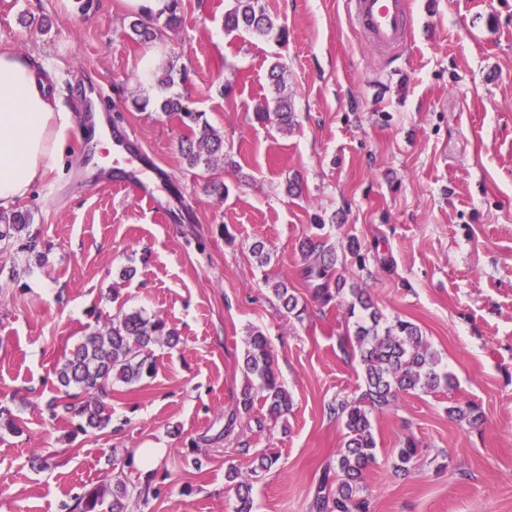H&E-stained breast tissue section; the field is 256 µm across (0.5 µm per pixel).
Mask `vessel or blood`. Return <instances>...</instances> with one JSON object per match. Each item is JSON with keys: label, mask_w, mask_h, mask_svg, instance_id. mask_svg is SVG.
Here are the masks:
<instances>
[{"label": "vessel or blood", "mask_w": 512, "mask_h": 512, "mask_svg": "<svg viewBox=\"0 0 512 512\" xmlns=\"http://www.w3.org/2000/svg\"><path fill=\"white\" fill-rule=\"evenodd\" d=\"M346 9L373 50L395 53L407 44L411 32L408 0H346Z\"/></svg>", "instance_id": "b4317fda"}]
</instances>
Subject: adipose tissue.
I'll use <instances>...</instances> for the list:
<instances>
[{
	"mask_svg": "<svg viewBox=\"0 0 512 512\" xmlns=\"http://www.w3.org/2000/svg\"><path fill=\"white\" fill-rule=\"evenodd\" d=\"M50 81V66L0 50V210L30 195L62 162L74 119Z\"/></svg>",
	"mask_w": 512,
	"mask_h": 512,
	"instance_id": "ef3b65f1",
	"label": "adipose tissue"
}]
</instances>
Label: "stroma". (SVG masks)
<instances>
[{
    "label": "stroma",
    "instance_id": "1",
    "mask_svg": "<svg viewBox=\"0 0 512 512\" xmlns=\"http://www.w3.org/2000/svg\"><path fill=\"white\" fill-rule=\"evenodd\" d=\"M263 3L287 41L225 31L232 0H184L181 28L163 39L187 69L179 92L224 135V160L204 171L185 165L177 117L131 105L148 47L130 37L123 0H0V49L49 62L70 112L99 84L106 122L139 149L97 147L73 128L65 166L17 203L47 257L18 281L0 278V402L17 424L0 429V512H62L111 478L113 461L149 446L165 450L153 468L124 472L161 490L138 512H233L225 472L249 474L263 451L278 461L254 485L255 512H307L345 437L328 406L362 386L338 346L352 324L344 306L313 301L301 277L298 244L316 214L335 224L337 273L386 319L417 324L457 381L373 414V512H512V0H411L412 40L391 57L349 24L345 0ZM277 60L297 118L287 130L254 118ZM213 180L224 197L205 192ZM144 186L158 209L140 201ZM352 237L371 248L365 267L346 248ZM258 240L271 255L264 267L250 250ZM126 267L134 275L123 282ZM282 279L301 316L273 298L267 283ZM115 285L127 308L165 318L179 343L157 350L153 378L113 387L110 431L81 433L46 410L61 395L54 366L111 313L102 296ZM256 329L294 405L283 424L241 419L245 455L225 438L224 415ZM465 401L484 424L449 416ZM408 438L422 457L404 478L391 452Z\"/></svg>",
    "mask_w": 512,
    "mask_h": 512
}]
</instances>
